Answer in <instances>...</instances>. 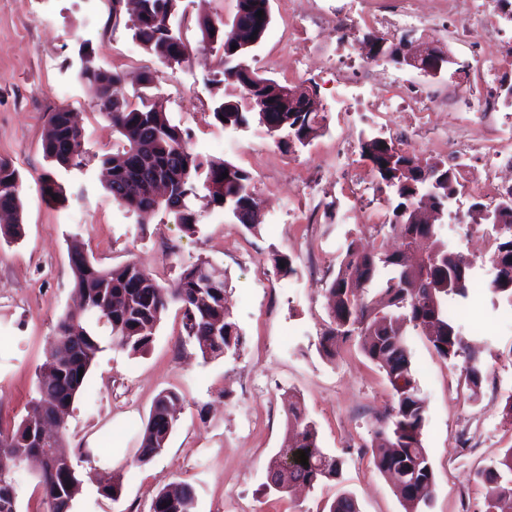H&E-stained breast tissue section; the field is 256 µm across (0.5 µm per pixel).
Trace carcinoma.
I'll return each instance as SVG.
<instances>
[{
	"mask_svg": "<svg viewBox=\"0 0 512 512\" xmlns=\"http://www.w3.org/2000/svg\"><path fill=\"white\" fill-rule=\"evenodd\" d=\"M176 3L140 0L139 10L130 19L134 39L167 64L183 62L188 53L170 22ZM259 10L264 11L261 18L257 16ZM236 23L248 28L253 40H262L271 23L269 0H237L230 24L222 18L200 19L202 50L220 54L218 82L252 89L269 111L255 112L244 98L226 93L214 104V119L225 127L254 125L270 138L279 126L297 124L296 147L309 145L321 134L323 115L302 111L308 102L307 92L297 94L295 88L252 68L247 60L249 49L233 35ZM79 76L93 89L95 107L119 135V149L100 158L101 166L111 175L104 189L113 201L139 215L163 208L194 232L195 218L188 201L201 180L214 207L231 214L250 231L259 229L250 174L230 161L208 160L195 153L183 131L168 119L158 96L149 93L151 75L142 77V90L131 99L117 93L119 72L95 65L89 56L82 60ZM42 150L47 161L64 169L81 170L90 162L83 148L82 129L64 107L49 114ZM360 150L378 174L380 189L391 188L398 197L389 228L403 240L404 249L390 252L380 244L365 252L356 240L346 241L338 271L327 290L330 325L319 346L320 351L331 355L340 345L354 341L385 372L393 402L380 419L372 445L374 463L380 473L412 489L401 495L405 512H423L431 501L435 476L423 444L426 408L412 374L405 327L410 325L417 335L425 337L440 357L466 359L464 384L470 397H478L482 383L474 352L461 327L448 319V302L467 297L472 263L452 250L439 227L411 222L424 197V193L415 192L420 186L416 171L438 172L440 180L429 185V191L443 214L448 212V201L458 193V173L456 167L443 161H424L401 152L380 136L361 137ZM224 173L228 177H222ZM146 181L164 183L167 197L159 201L145 195L142 185ZM19 191L18 170L1 159L0 238L7 243L24 235ZM495 212L507 236L491 256L496 274L490 288L512 305V199L500 200ZM423 237L430 241V248L426 260L415 268L407 263L405 254ZM69 258L79 306L57 321L56 339L38 368L37 396L29 401L26 414L13 428L0 427V512H18L13 474L30 457L44 454L47 459L38 472L44 512H72L87 481L96 484L102 495L114 501L120 498L124 467L110 472L94 468L81 474L64 447L68 416L85 389L87 374L103 350V342L132 354L147 351L169 306L177 304L182 312V342L193 344L203 358L235 354L242 344L240 329L226 305L224 272L208 260L199 259L184 267L173 284L164 286L135 260L118 267H100L76 238L70 242ZM273 262L281 276L296 274L290 255L275 253ZM204 269L217 273L215 286L200 287ZM383 269L389 274L381 275ZM424 275L426 284L415 287ZM372 285L378 289V297L368 302L364 289ZM102 328L107 331L105 337L100 334ZM179 401L174 391L158 395L140 433L137 462L146 464L166 448L176 427L174 410ZM47 425L59 433L52 443L42 440ZM300 451L308 456V464H300ZM342 466L341 458L320 446L316 424L306 416L300 402L293 403L283 445L266 467L270 479L267 488L278 493L299 484L313 489L325 480L339 479ZM476 477L484 486L485 512H498L502 500H512V446L503 451L499 466L481 469ZM196 505L193 485L171 482L156 492L152 512H195ZM328 512H359V508L355 497L343 492L330 503Z\"/></svg>",
	"mask_w": 512,
	"mask_h": 512,
	"instance_id": "1",
	"label": "carcinoma"
}]
</instances>
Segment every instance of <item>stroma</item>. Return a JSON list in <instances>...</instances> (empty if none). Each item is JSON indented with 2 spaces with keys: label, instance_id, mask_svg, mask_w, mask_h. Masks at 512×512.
<instances>
[{
  "label": "stroma",
  "instance_id": "stroma-1",
  "mask_svg": "<svg viewBox=\"0 0 512 512\" xmlns=\"http://www.w3.org/2000/svg\"><path fill=\"white\" fill-rule=\"evenodd\" d=\"M269 7L271 23L252 53V67L279 83L312 89L325 113L321 135L296 151L256 129L224 127L212 116L225 87L212 81L215 57L198 52L197 20H232L236 0H177L175 21L197 53L172 65L137 48L128 11L113 15L112 0H0V159L20 173L25 227L20 240L0 242V426L20 421L35 397L37 368L54 325L73 304L71 238L80 239L100 266L134 259L163 284L197 259L210 260L224 271L228 305L243 336L238 355L203 359L194 347H179L181 314L173 306L146 353L108 346L98 354L68 418L67 449L82 473L90 467L87 450L111 440L126 478L116 502L85 483L74 512H152L156 491L180 481L196 488V512H327V503L343 491L356 497L360 512H404L371 455L392 388L355 345L328 358L318 340L329 324L325 289L345 241L370 247L392 214L394 196L379 190L359 139L379 135L407 152L415 131L402 112L333 111L336 78L327 65L342 49L332 29L305 35L287 0H269ZM458 25L451 17L425 35L450 52L452 62L439 77L427 79L391 62L386 73L400 85L426 84L439 98L442 111L432 123L485 132L482 148L467 151L466 161L480 168L493 153L504 189L512 186V145L497 142L495 134L512 112H485L478 97L464 108L459 95L464 85L479 82L489 61L512 52V26L502 43L474 50L457 40ZM298 50L308 63L299 72L293 64ZM88 55L98 66L123 72L128 90L150 72L169 120L189 133L194 151L250 173L259 231L246 230L202 198L191 202L192 233L164 211L144 219L113 202L100 182L98 158L115 152L117 135L78 77ZM59 107L77 113L84 147L95 156L84 169L55 167L43 156L48 114ZM47 173L64 187L65 203L44 199ZM480 229L478 238L464 236L456 224L440 230L452 249L473 261L468 296L454 306L477 351L483 377L478 400L469 399L461 384L462 360H443L425 338L407 336L427 406L423 444L435 475L424 512H483L474 472L495 465L512 446V419L502 414L512 393V305L489 288L495 276L489 257L500 234L487 222ZM277 252L293 257L296 275L277 274ZM164 390L183 396L179 420L165 450L141 465L135 461L138 432ZM292 394L315 422L321 446L344 466L340 480L313 491L275 494L265 486L266 466L282 445Z\"/></svg>",
  "mask_w": 512,
  "mask_h": 512
}]
</instances>
